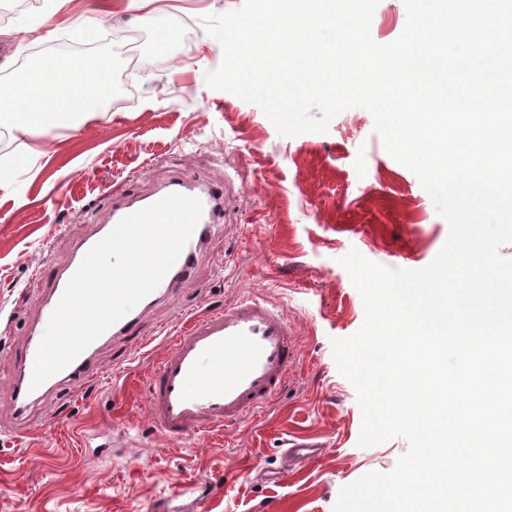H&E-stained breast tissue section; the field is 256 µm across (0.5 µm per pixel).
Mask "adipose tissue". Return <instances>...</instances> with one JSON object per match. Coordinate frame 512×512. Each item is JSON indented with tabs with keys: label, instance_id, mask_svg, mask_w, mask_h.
I'll list each match as a JSON object with an SVG mask.
<instances>
[{
	"label": "adipose tissue",
	"instance_id": "1",
	"mask_svg": "<svg viewBox=\"0 0 512 512\" xmlns=\"http://www.w3.org/2000/svg\"><path fill=\"white\" fill-rule=\"evenodd\" d=\"M111 77L103 55L46 57L18 81L0 82V124L39 137L64 118L79 124L99 118Z\"/></svg>",
	"mask_w": 512,
	"mask_h": 512
}]
</instances>
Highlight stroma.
Here are the masks:
<instances>
[{
  "mask_svg": "<svg viewBox=\"0 0 512 512\" xmlns=\"http://www.w3.org/2000/svg\"><path fill=\"white\" fill-rule=\"evenodd\" d=\"M129 0H55L35 28L41 0L0 19V46L20 60L52 45L91 44L111 56L124 91L104 114L39 139L0 127V353L38 324L34 291L79 252L114 203L158 192L186 175L224 189L221 229L174 298L144 314L140 337L102 341L98 381L63 403L33 404L13 420L0 379V512H156L187 504L182 489L208 485L201 512H333L339 492L369 472H391L405 439L362 448V412L333 357L332 339L363 324L362 297L339 260L358 250L390 269L429 264L448 224L418 177L397 162L372 114L347 109L327 132L278 134L261 108L209 88L223 59L203 18L244 0H148L178 39L157 54L151 27L132 22ZM404 0H380L376 43L394 41ZM283 308L300 361L276 402L256 418L189 442L168 440L147 409L146 376L192 314L235 298ZM322 444L311 464L283 466L289 440Z\"/></svg>",
  "mask_w": 512,
  "mask_h": 512,
  "instance_id": "stroma-1",
  "label": "stroma"
}]
</instances>
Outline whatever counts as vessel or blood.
<instances>
[{
  "label": "vessel or blood",
  "mask_w": 512,
  "mask_h": 512,
  "mask_svg": "<svg viewBox=\"0 0 512 512\" xmlns=\"http://www.w3.org/2000/svg\"><path fill=\"white\" fill-rule=\"evenodd\" d=\"M165 192L198 198L203 206L201 218L161 283L109 328V336L132 334L147 307L175 294L224 218L223 189L178 177L166 185ZM79 266V259H72L56 273L49 289L36 290L40 325H48ZM41 340V334L29 336L11 357L13 367L20 370L9 379L14 412L20 416L50 390H80L95 377L92 352L87 349L59 372L55 383L32 387ZM297 360V338L283 311L260 298L227 301L221 308L190 316L171 338L147 380L149 416L162 435L179 442L236 425L274 403ZM321 452L320 444L305 439L292 442L286 455L301 464L315 461Z\"/></svg>",
  "instance_id": "1"
}]
</instances>
